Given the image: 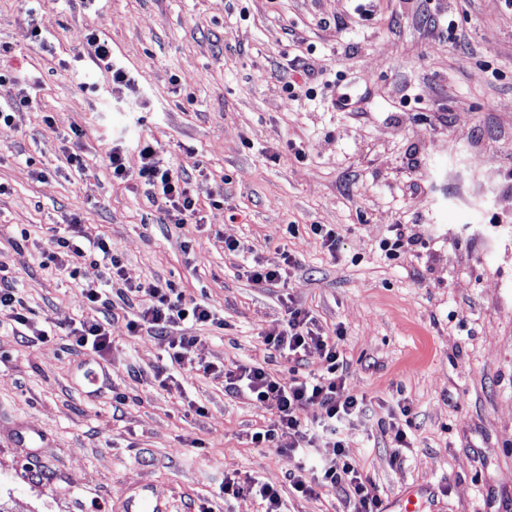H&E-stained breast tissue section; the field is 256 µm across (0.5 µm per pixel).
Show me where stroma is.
<instances>
[{
	"label": "stroma",
	"instance_id": "1",
	"mask_svg": "<svg viewBox=\"0 0 512 512\" xmlns=\"http://www.w3.org/2000/svg\"><path fill=\"white\" fill-rule=\"evenodd\" d=\"M0 0V269L54 339L0 321V502L9 512H120L140 484L175 512H262L224 478L279 486L288 512H352L333 492L295 496L289 461L247 441L274 410L224 393L226 367L287 376L264 341L289 304L343 329L348 385L374 406L346 450L384 503L427 490L423 512H512V7L504 0ZM452 16L449 40L440 15ZM328 26H318V19ZM339 18L343 29L331 26ZM38 28L43 46L29 42ZM112 47L132 85L105 80L85 38ZM319 77L308 98L282 89L296 36ZM347 107H338L340 97ZM188 173L202 218L170 224L107 152L137 145ZM80 152L84 169L70 166ZM79 218L122 259L111 287L112 350L73 351L87 316L77 288L41 266L52 230ZM336 231L329 252L311 227ZM403 224L413 245L382 242ZM236 250H227V243ZM291 257L283 287L247 266ZM171 282L223 319L132 336L121 292ZM195 337L167 386L170 344ZM215 371H196L198 361ZM410 407L412 442L392 461L389 422ZM42 432L43 446L20 435Z\"/></svg>",
	"mask_w": 512,
	"mask_h": 512
}]
</instances>
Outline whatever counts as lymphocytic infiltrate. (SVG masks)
<instances>
[{"label":"lymphocytic infiltrate","mask_w":512,"mask_h":512,"mask_svg":"<svg viewBox=\"0 0 512 512\" xmlns=\"http://www.w3.org/2000/svg\"><path fill=\"white\" fill-rule=\"evenodd\" d=\"M138 179L149 197L162 200L169 223L184 224L196 217V198L185 173L173 170L158 157L150 143L139 149ZM102 263L108 278L122 270L121 256L107 239L91 238L80 222L70 224L64 233L49 237L41 253V264L75 279L79 260ZM90 310L88 317L70 329V345L102 355L112 348V301L106 284L80 288ZM123 300L133 315L126 327L130 334L143 329L165 330L182 322L211 323L215 316L203 303L186 299L172 283H150L127 289ZM266 344L288 360L289 379H281L258 364H241L224 372V391L245 396L273 409L278 423L273 429H260L250 435L256 447L276 448L292 463L288 482L294 493L314 496L318 490L343 493L354 504L355 512H383V500L363 464L345 451L344 428L350 419L366 418L371 403L352 393L346 384L348 360L338 337L324 334L309 310L290 306L281 330L268 332ZM319 351L324 369L304 375L299 371L310 351ZM311 411V421L300 414Z\"/></svg>","instance_id":"f902f5d3"}]
</instances>
